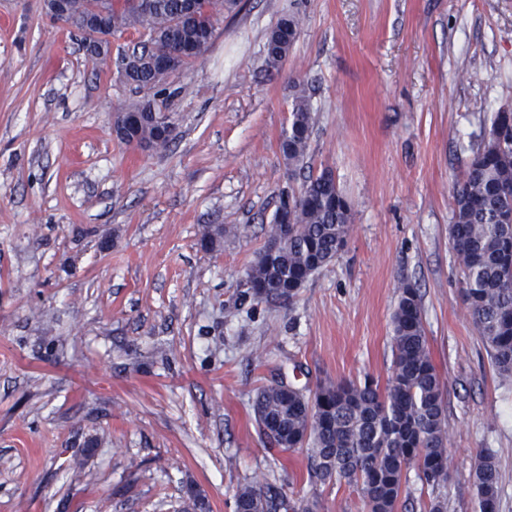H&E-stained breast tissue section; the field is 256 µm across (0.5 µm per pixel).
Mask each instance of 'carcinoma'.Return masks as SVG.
Here are the masks:
<instances>
[{
	"instance_id": "1",
	"label": "carcinoma",
	"mask_w": 512,
	"mask_h": 512,
	"mask_svg": "<svg viewBox=\"0 0 512 512\" xmlns=\"http://www.w3.org/2000/svg\"><path fill=\"white\" fill-rule=\"evenodd\" d=\"M101 0H71L70 14L79 22ZM211 24L197 22L187 0H148L140 11L112 10V30H134L142 40L124 57L123 79L138 89L164 91L167 75L161 62L176 50L180 66L199 58L214 33L213 21L240 8V0H199ZM301 31L292 14L269 32L265 61L279 68ZM136 113L135 126L116 129V139L167 150L173 131L150 114V101L125 108ZM314 111L306 90L295 85L288 127L280 149L288 168L303 166L308 155ZM351 204L331 170L311 176L302 190L281 195L271 221L269 241L281 235V214L288 215V241L266 246L241 283L242 299L292 302L300 288L327 268L351 232ZM450 235L462 272V297L479 335L490 349L494 367L512 375V112H499L489 139L473 155L454 194ZM224 226L210 225L198 240L201 250L219 247ZM392 372L385 386L367 376L359 382L320 385L311 395L282 382L260 387L252 411L261 442L270 450L302 449L308 475L315 482H346L356 487L368 512H397L408 469L422 486L448 481L445 430V382L428 349L421 297L401 286L392 317ZM478 512H497L499 476L493 457L479 456L474 473ZM288 500L282 488L243 484L233 494V512H314ZM205 495L186 491L182 512H208Z\"/></svg>"
}]
</instances>
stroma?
<instances>
[{
  "instance_id": "1",
  "label": "stroma",
  "mask_w": 512,
  "mask_h": 512,
  "mask_svg": "<svg viewBox=\"0 0 512 512\" xmlns=\"http://www.w3.org/2000/svg\"><path fill=\"white\" fill-rule=\"evenodd\" d=\"M302 19L267 68L268 32ZM316 121L304 169L280 150L295 84ZM139 91L93 63L42 0H0V512H179L187 486L232 512L239 485L367 512L259 442L278 381L386 383L399 287L419 288L446 383V512H477L480 453L512 512V377L461 296L453 192L512 112V0H243L166 83L169 151L111 116ZM331 169L347 246L289 304L238 302L285 191ZM224 227L200 250L205 225Z\"/></svg>"
}]
</instances>
